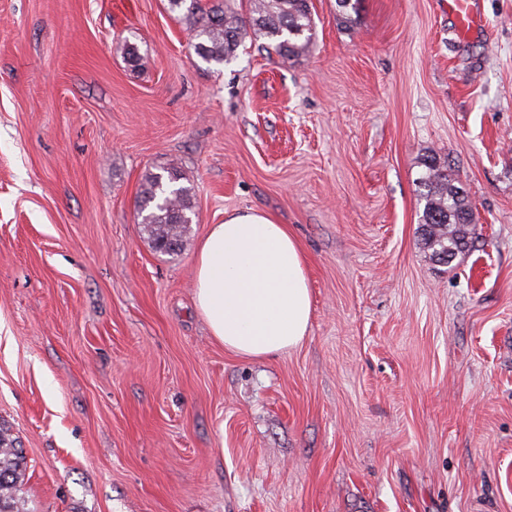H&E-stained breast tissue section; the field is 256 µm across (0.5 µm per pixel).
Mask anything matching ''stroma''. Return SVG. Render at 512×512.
Returning <instances> with one entry per match:
<instances>
[{
	"label": "stroma",
	"mask_w": 512,
	"mask_h": 512,
	"mask_svg": "<svg viewBox=\"0 0 512 512\" xmlns=\"http://www.w3.org/2000/svg\"><path fill=\"white\" fill-rule=\"evenodd\" d=\"M305 54L202 62L166 0H0V424L31 512H512V0H310ZM135 43L138 62L125 58ZM435 156L475 214L430 259ZM174 168L177 254L137 218ZM248 210L307 256L281 356L212 340L210 225ZM478 0H444L448 14L456 19L460 33L466 35L477 29L482 22L476 6ZM148 172L138 200L137 216L146 224L154 248L164 253L181 251L195 216L192 187L175 169Z\"/></svg>",
	"instance_id": "obj_1"
}]
</instances>
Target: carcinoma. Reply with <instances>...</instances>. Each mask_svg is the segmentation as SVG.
<instances>
[{
  "instance_id": "cac0c4a2",
  "label": "carcinoma",
  "mask_w": 512,
  "mask_h": 512,
  "mask_svg": "<svg viewBox=\"0 0 512 512\" xmlns=\"http://www.w3.org/2000/svg\"><path fill=\"white\" fill-rule=\"evenodd\" d=\"M171 13L184 12L192 31L191 47L203 62L224 65L237 59L247 37L264 38L281 55L294 57L310 45L313 26L308 0H248L243 14L230 0H167ZM419 178L424 201L421 241L430 258L447 264L471 239L474 212L465 191L455 184L448 167L424 160ZM175 169L149 172L138 200L137 216L154 248L174 253L184 248L195 216L192 187L180 183ZM24 457L10 431L0 426V512H29L22 495Z\"/></svg>"
}]
</instances>
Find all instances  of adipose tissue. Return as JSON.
<instances>
[{"mask_svg": "<svg viewBox=\"0 0 512 512\" xmlns=\"http://www.w3.org/2000/svg\"><path fill=\"white\" fill-rule=\"evenodd\" d=\"M194 264L197 307L226 351L261 359L305 339L307 259L287 225L256 211L226 215L209 227Z\"/></svg>", "mask_w": 512, "mask_h": 512, "instance_id": "ef3b65f1", "label": "adipose tissue"}]
</instances>
